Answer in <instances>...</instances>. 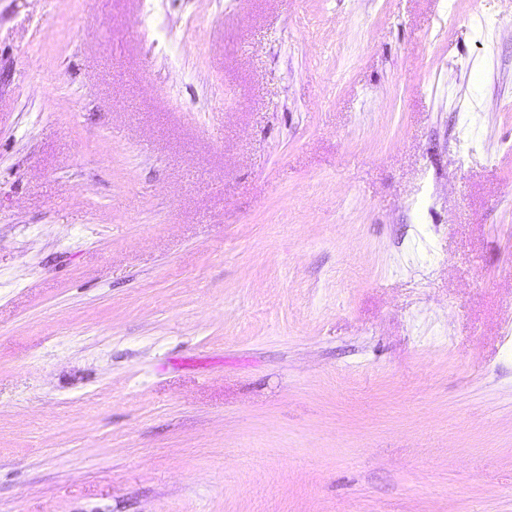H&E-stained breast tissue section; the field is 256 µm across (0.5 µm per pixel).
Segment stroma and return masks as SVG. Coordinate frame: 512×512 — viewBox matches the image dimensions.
Returning <instances> with one entry per match:
<instances>
[{"instance_id":"35a3bbf8","label":"stroma","mask_w":512,"mask_h":512,"mask_svg":"<svg viewBox=\"0 0 512 512\" xmlns=\"http://www.w3.org/2000/svg\"><path fill=\"white\" fill-rule=\"evenodd\" d=\"M0 512H512V0H0Z\"/></svg>"}]
</instances>
